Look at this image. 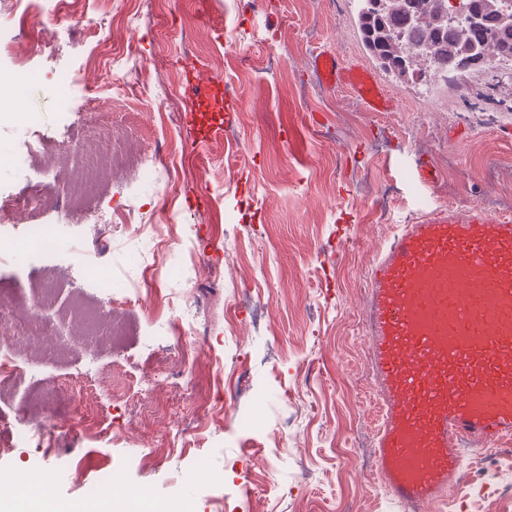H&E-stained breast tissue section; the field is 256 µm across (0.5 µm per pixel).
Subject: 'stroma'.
<instances>
[{
    "mask_svg": "<svg viewBox=\"0 0 512 512\" xmlns=\"http://www.w3.org/2000/svg\"><path fill=\"white\" fill-rule=\"evenodd\" d=\"M279 15L275 56L267 31L242 0H145L134 32L119 30L127 0L98 14L47 6L32 11L28 34L0 50V198L23 193L33 145L49 148L50 193L63 195L74 165L77 125L111 128L124 157L83 219L64 206L0 227V289L34 305L31 286L50 280L53 306L37 309L64 336L66 353L50 359L14 352L24 376L0 404V473L47 475L42 496L59 505L88 503L100 468L121 472L127 487L177 497L191 512H397L374 479L375 422L368 342L360 322L366 268L400 225L423 209L472 205L512 214V81L483 69L457 82L402 83L367 53L352 0H264ZM107 34L115 48L85 63L86 42L71 31ZM333 48L367 67L397 102L365 112L343 89L323 87L309 61ZM224 51V66L212 57ZM41 74L78 73L74 125L59 119L56 94L13 81L16 63ZM222 80L223 108L185 121L183 85L194 73ZM217 123L221 136L205 134ZM149 154L146 177L131 165ZM438 179H416L420 161ZM154 226L141 237L133 220ZM58 230L49 257L24 258L26 224ZM135 284L123 311L90 282L83 258ZM252 302L235 316L230 296ZM181 316L198 338L188 385H153L148 373L178 369V337L145 343L141 327ZM237 358L241 387L215 381V363ZM71 390L50 396L53 449L18 442L29 392L50 381ZM264 391L268 432L246 442L237 421ZM103 421L108 437L85 418ZM192 429V444L171 449ZM512 472V451L470 452L464 474L432 512H512V497L489 506L478 478Z\"/></svg>",
    "mask_w": 512,
    "mask_h": 512,
    "instance_id": "obj_1",
    "label": "stroma"
}]
</instances>
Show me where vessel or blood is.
Returning <instances> with one entry per match:
<instances>
[{
	"label": "vessel or blood",
	"instance_id": "b4317fda",
	"mask_svg": "<svg viewBox=\"0 0 512 512\" xmlns=\"http://www.w3.org/2000/svg\"><path fill=\"white\" fill-rule=\"evenodd\" d=\"M310 67L366 111L395 106L367 68L335 50ZM367 285L377 479L399 512H426L469 447L512 439V219L479 206L433 208L402 225Z\"/></svg>",
	"mask_w": 512,
	"mask_h": 512
}]
</instances>
